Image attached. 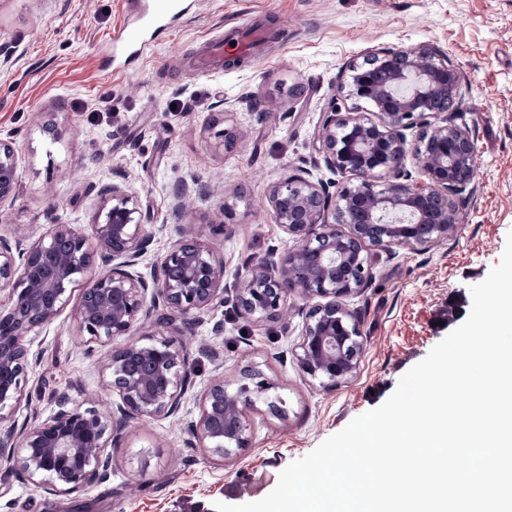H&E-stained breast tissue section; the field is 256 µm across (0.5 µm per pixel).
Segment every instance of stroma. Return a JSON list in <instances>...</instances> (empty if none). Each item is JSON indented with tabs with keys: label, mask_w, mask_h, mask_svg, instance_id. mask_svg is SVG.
<instances>
[{
	"label": "stroma",
	"mask_w": 512,
	"mask_h": 512,
	"mask_svg": "<svg viewBox=\"0 0 512 512\" xmlns=\"http://www.w3.org/2000/svg\"><path fill=\"white\" fill-rule=\"evenodd\" d=\"M247 20L273 32L256 60L221 74L188 68L201 40ZM132 31L128 0H0V140L17 148V193L0 210V234L33 240L68 224L92 235L102 190L118 184L147 217L138 272L152 277L180 240L177 225H192L224 262V303L199 323L162 306L135 332L147 343L193 329L192 383L178 415L132 419L114 434L106 476L70 494L36 487L0 460V512H215L218 502L264 498L286 466L383 404L466 321L471 286L499 263L512 231V0H191L156 34L151 55L104 70L113 38ZM414 46L440 50L466 84L453 120L475 138L474 191L448 238L369 248L373 278L343 300L360 321L361 362L351 380L325 388L298 362L309 303L292 294L282 317L251 321L238 312L237 289L258 258L293 245L268 204L274 184L299 175L334 196L351 180L316 150L330 101L374 116L371 104L347 98L348 67ZM189 97L193 111L174 110ZM184 182L201 192L177 214L172 193ZM81 296L73 291L54 320L23 336L30 364L20 399L0 408L1 432L21 437L60 393L75 407L90 392L99 408L115 402L97 367L107 348L79 327ZM246 369L274 382L279 403L248 409L245 447L212 453L191 434L202 394Z\"/></svg>",
	"instance_id": "35a3bbf8"
}]
</instances>
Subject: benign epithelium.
I'll use <instances>...</instances> for the list:
<instances>
[{"instance_id": "7a95c632", "label": "benign epithelium", "mask_w": 512, "mask_h": 512, "mask_svg": "<svg viewBox=\"0 0 512 512\" xmlns=\"http://www.w3.org/2000/svg\"><path fill=\"white\" fill-rule=\"evenodd\" d=\"M420 47L386 48L350 68L347 97L374 105L378 121L349 118L331 101L318 135L326 165L355 182L335 198L310 181L290 176L276 184L270 205L294 247L256 264L238 288V306L252 320L283 312L290 293L327 302L312 307L300 343L302 372L320 385L335 386L357 371L362 355L358 320L338 299L365 287L372 277L368 247H424L448 237L459 223L457 201L474 178L475 143L470 132L448 122L437 103L465 96L459 73L433 61ZM423 129L408 142L406 131ZM412 158L419 178L406 169ZM17 152L0 141V208L16 195ZM343 224L348 231L336 230ZM97 251L68 224H53L29 246L0 235V287H9L0 303V408L17 400L28 367L20 338L57 317L72 291L83 288L79 326L88 341L110 343L131 336L152 318L159 304L183 314H200L224 303V263L195 240L188 228L161 259L148 281L135 267L149 238L131 193L118 185L102 192L93 223ZM101 271L89 276L92 257ZM188 351L181 341L128 342L99 367L119 401L111 409L94 407L95 395L81 411L66 396L57 410L29 429L20 445L0 435V457L16 459L35 485L74 492L101 479L108 470L105 448L114 424L139 416L179 413L185 391ZM236 389L214 380L204 393L194 435L217 454L245 445V416L252 399L273 388V381L251 371Z\"/></svg>"}]
</instances>
